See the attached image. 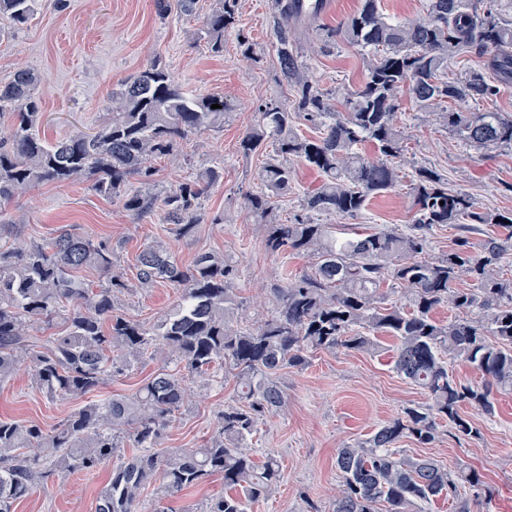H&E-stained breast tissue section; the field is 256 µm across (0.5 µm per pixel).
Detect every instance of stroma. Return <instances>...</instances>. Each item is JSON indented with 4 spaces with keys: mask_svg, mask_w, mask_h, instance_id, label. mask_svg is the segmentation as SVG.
I'll use <instances>...</instances> for the list:
<instances>
[{
    "mask_svg": "<svg viewBox=\"0 0 512 512\" xmlns=\"http://www.w3.org/2000/svg\"><path fill=\"white\" fill-rule=\"evenodd\" d=\"M334 10L317 24L304 26L300 42L302 64L324 89L343 99L364 75L360 51L347 44L326 54H311L308 47L319 39V29L349 16L358 0H333ZM210 0H198L196 13L159 14L155 0H38L34 15L23 27L8 30L0 39V80L20 68L40 75L37 93L44 112L42 129L47 138L76 134L98 124L113 88L142 70L162 54L171 77L195 95L223 97L230 105L221 128L191 137L178 149L180 159L154 163L157 187L175 185L198 169L223 164L224 180L202 200L206 224L196 234L178 238L160 215L137 220L118 201L97 195L88 180L65 186L52 183L19 195L7 207L18 224L22 240L51 236L60 227L92 237L111 238L124 268L155 240H164L182 262L201 251L224 257L237 269L234 286L240 300L250 301L256 289L276 288L284 273L310 268L302 254L274 255L265 247V227L246 209L245 195L257 190L263 159L239 153L238 143L253 122V107L290 98L292 90L281 77L274 51V12L271 0H240L239 31L229 34L223 56L210 54L201 36L202 19ZM254 48L255 62L240 59L238 36ZM398 120L405 132L402 171L428 167L444 175L452 191L471 195L478 206L512 211V150H478L450 135L435 116L415 111L402 102ZM407 185L372 199L355 220L319 216L336 236L354 229L405 225L410 221ZM223 223H213L214 215ZM173 289L155 285L136 288L124 296V310L151 323L175 301ZM393 341L383 338L380 352L369 354L339 348L310 353L301 368L282 371L280 382L288 398L286 409L262 418L249 445L256 459L272 454L282 467L281 481L251 512H328L339 474L336 452L343 444L367 439L384 423L402 415L405 408L425 404V393L392 367ZM238 402L237 386L223 372L213 378L191 381L188 405L165 432L168 448L199 447L214 431L216 416L224 406ZM77 406L69 398L50 399L35 386L28 370H19L0 384V418L32 422L53 428ZM463 413L478 433L455 434L440 423L431 444L404 438L403 455L427 456L453 468L479 473L485 495L470 498L471 512H512V393L498 394L495 411L464 407ZM108 468L95 475L75 473L52 478L44 487L18 503L16 512H95L99 490ZM224 479L214 475L201 486L174 499L157 500L145 493L144 512H200L206 499L222 493Z\"/></svg>",
    "mask_w": 512,
    "mask_h": 512,
    "instance_id": "stroma-1",
    "label": "stroma"
}]
</instances>
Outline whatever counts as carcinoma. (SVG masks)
Listing matches in <instances>:
<instances>
[{"label":"carcinoma","mask_w":512,"mask_h":512,"mask_svg":"<svg viewBox=\"0 0 512 512\" xmlns=\"http://www.w3.org/2000/svg\"><path fill=\"white\" fill-rule=\"evenodd\" d=\"M504 1L512 6V0H429L425 16L399 22L384 13L381 0H360L342 23L322 29L323 48L345 43L364 52L363 80L339 103L299 64L300 28L319 15L302 20L294 15L296 0H273L277 63L292 85V99L258 105L239 141L245 156L269 155L258 173L260 190L245 199L268 228V249L301 253L312 266L270 289L274 312L252 327L241 325L233 266L210 252L182 263L156 240L136 256L129 278L106 238L62 230L47 240L0 245V383L25 364L46 396L79 400L135 363L162 356L175 364L128 396L77 407L51 429L0 419V512H14L16 502L52 475L94 473L106 462L112 472L95 512H139L149 489L165 499L212 474L224 477V493L207 500L202 512H249L281 479L278 459L270 455L259 463L248 446L259 418L287 406L280 372L305 366L313 350L373 353L382 337L396 343V372L424 390L428 402L337 450L341 485L332 512H377L379 505L386 512H416L443 496L459 501L457 512H470L461 490L479 489L476 471L408 458L395 444L403 438L430 444L439 420L470 435L474 427L462 407L490 415L495 395L512 391V276L502 264L512 250V213L482 211L471 196L449 191L441 174L422 168L410 180L413 222L405 230L392 226L336 238L314 215L357 217L371 199L399 186L404 95L415 109L442 118L466 145L512 149L511 112L455 107L490 100L512 84V20L501 16ZM35 5L0 0V17L24 25ZM238 25L239 0H211L203 19L208 50L224 54V37ZM473 47L484 55L482 68L448 80L449 65ZM38 82L26 68L0 82V122L9 123V136L0 135V205L44 183L89 178L98 195L118 200L132 216L158 211L177 236L194 232L204 220L201 199L224 180V166L203 168L157 192L151 161L173 155L193 135L224 126V98L188 93L158 54L112 91L96 131L49 140L41 132ZM300 119L318 132L300 133ZM366 143L376 156L361 151ZM296 162L316 170L321 180L304 196L302 213L280 224L275 210L292 189ZM133 178L144 189L131 190ZM463 220L500 231L476 253L462 236L448 253L424 257L434 227ZM86 269L103 273L104 285L94 289L81 279L78 273ZM132 279L142 288L162 283L178 292L176 303L150 326L123 310ZM462 281L472 287H458ZM384 288L401 289L404 303L384 305ZM442 304L459 315L436 320L433 312ZM36 326L61 331L37 345L31 341ZM456 358L469 363L481 383L450 376L448 361ZM218 368L233 375L242 404L218 413L201 447H162L165 429L189 400L186 376L204 377ZM127 442L141 452L120 453Z\"/></svg>","instance_id":"obj_1"}]
</instances>
